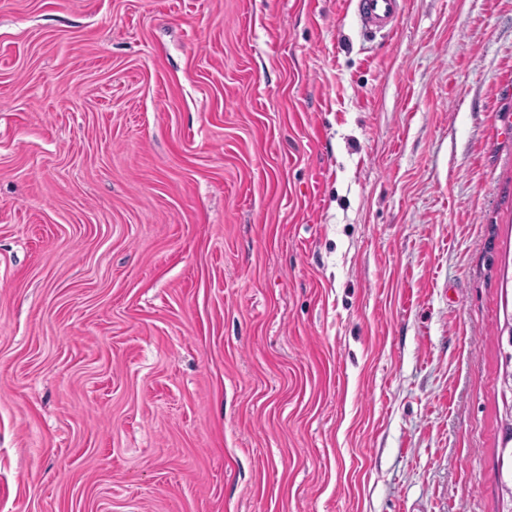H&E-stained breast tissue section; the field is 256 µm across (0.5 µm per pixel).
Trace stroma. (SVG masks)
I'll return each mask as SVG.
<instances>
[{
	"label": "stroma",
	"instance_id": "35a3bbf8",
	"mask_svg": "<svg viewBox=\"0 0 512 512\" xmlns=\"http://www.w3.org/2000/svg\"><path fill=\"white\" fill-rule=\"evenodd\" d=\"M0 0V512H500L512 0ZM401 0H360L359 18L368 32L392 31L401 16Z\"/></svg>",
	"mask_w": 512,
	"mask_h": 512
}]
</instances>
